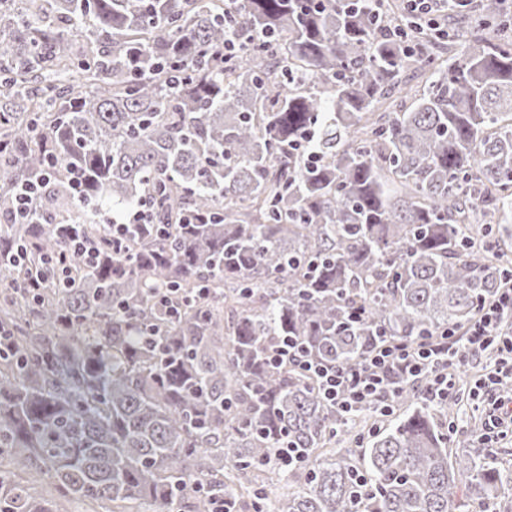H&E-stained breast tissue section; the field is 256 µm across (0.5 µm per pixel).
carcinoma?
Listing matches in <instances>:
<instances>
[{
  "instance_id": "cac0c4a2",
  "label": "carcinoma",
  "mask_w": 512,
  "mask_h": 512,
  "mask_svg": "<svg viewBox=\"0 0 512 512\" xmlns=\"http://www.w3.org/2000/svg\"><path fill=\"white\" fill-rule=\"evenodd\" d=\"M376 10L0 0V275L15 289L0 299V512H58V496L101 512H211L222 498L243 512L245 496L253 512H465L506 494L512 473L452 451L453 408L418 384L359 455L336 433L368 409L345 418L270 363L286 337L354 367L384 340L462 328L512 270L487 246L512 212L501 0H481L477 23L502 34L460 51L412 21L382 38ZM411 68L428 75L413 105L377 111ZM312 129L309 162L294 144ZM39 183L30 221L13 219ZM108 201L150 212L119 254L85 215ZM62 224L101 243L96 263L71 256ZM286 446L275 492L258 477ZM36 463L45 497L17 479Z\"/></svg>"
}]
</instances>
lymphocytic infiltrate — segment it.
Wrapping results in <instances>:
<instances>
[{
	"label": "lymphocytic infiltrate",
	"mask_w": 512,
	"mask_h": 512,
	"mask_svg": "<svg viewBox=\"0 0 512 512\" xmlns=\"http://www.w3.org/2000/svg\"><path fill=\"white\" fill-rule=\"evenodd\" d=\"M492 347L497 350V368L488 380L495 384L501 376L512 374V278L462 330L419 341L384 343L356 368L309 360L289 344L279 356L294 360L303 375L318 382L324 397L347 415L363 406L389 412L401 384L417 381L424 382L428 400H447L454 369Z\"/></svg>",
	"instance_id": "lymphocytic-infiltrate-1"
}]
</instances>
